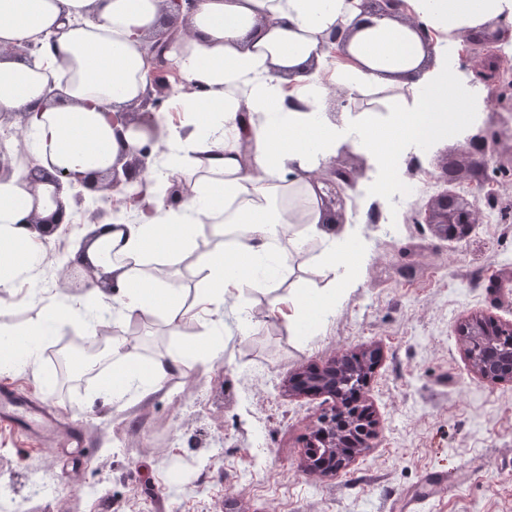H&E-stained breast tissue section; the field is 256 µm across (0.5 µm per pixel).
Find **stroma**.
I'll return each instance as SVG.
<instances>
[{
  "label": "stroma",
  "instance_id": "35a3bbf8",
  "mask_svg": "<svg viewBox=\"0 0 512 512\" xmlns=\"http://www.w3.org/2000/svg\"><path fill=\"white\" fill-rule=\"evenodd\" d=\"M505 42L509 20L461 35L458 54L490 55ZM500 69L481 87V180L464 170L448 179L443 163L459 159L462 145L446 140L425 161H403L398 184L417 186L412 204H369L345 188L339 224L357 232L368 260L326 323L289 334L267 316L264 293L245 292L226 307L221 359L188 356L159 389L111 404L94 378L56 387L45 359L35 374L0 372V383L77 429L85 453L75 460L67 434L26 438L0 424V486L11 489L13 512H411L432 470L448 483L412 512H512V379L481 377L461 336L475 318L512 325V57ZM448 190L482 211L457 240L426 222L430 198ZM322 251L321 241L306 243L281 292L331 287ZM241 308L254 316L245 331ZM106 329L128 337L143 365L209 341L195 318L175 335L160 318ZM370 348L381 353L365 393L377 435L347 470L310 474L304 450L334 401L288 394L284 384Z\"/></svg>",
  "mask_w": 512,
  "mask_h": 512
}]
</instances>
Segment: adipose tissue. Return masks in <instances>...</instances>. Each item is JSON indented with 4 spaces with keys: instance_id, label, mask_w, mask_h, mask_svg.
Segmentation results:
<instances>
[{
    "instance_id": "obj_1",
    "label": "adipose tissue",
    "mask_w": 512,
    "mask_h": 512,
    "mask_svg": "<svg viewBox=\"0 0 512 512\" xmlns=\"http://www.w3.org/2000/svg\"><path fill=\"white\" fill-rule=\"evenodd\" d=\"M423 32L389 17L356 27L353 0H199L190 33L173 55L180 76L173 89L179 121L157 117L167 149L165 170L147 166L141 183L153 206L130 223L126 210L112 214L110 234L94 237L85 254L112 274V299L91 289L75 304L46 311L25 333L0 334V366H33L40 344L58 325L73 322L95 334L105 312L121 318L162 317L178 328L191 317L212 333L223 328V309L244 290L270 292L267 313L298 333L335 309V292L297 288L279 294L275 284L310 239L325 242L324 263L347 287L365 258L349 232H329L311 178L350 146L368 172L359 189L366 201L391 197L401 161L438 142L465 140L481 122L484 97L473 77L458 70V35L512 20V0H406ZM162 20L161 0H0V115L27 114L24 131L38 160L67 169L73 179L102 172L121 153L116 133L100 107L139 102L148 63L142 35ZM353 26L345 54L330 60L326 44L337 25ZM434 36L425 50L422 33ZM54 36V44L24 60L11 47ZM58 102H49L52 76ZM373 88L394 92L389 115L366 110L334 119L323 106L330 92L354 96ZM194 175L187 199L166 205L169 178ZM47 190L31 194L23 171L0 180V298L38 282L26 273L43 254L37 232L25 227L32 210L50 212ZM224 227V239L196 255L207 287L193 306L177 289L149 272L193 253L207 225ZM286 237L287 249L274 242ZM194 254V253H193ZM113 341L111 372L100 382L104 402L130 392L148 393L180 370L187 349L141 366L123 358Z\"/></svg>"
}]
</instances>
